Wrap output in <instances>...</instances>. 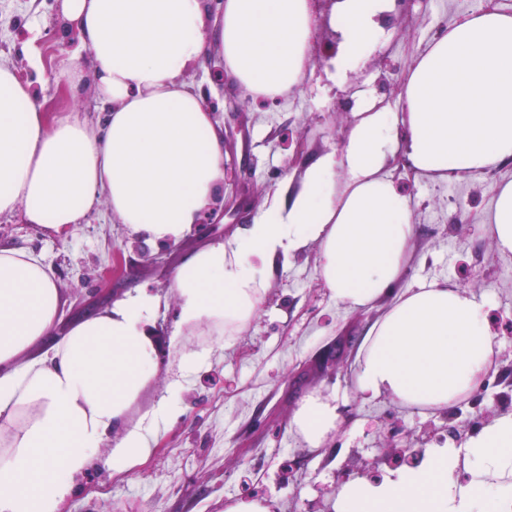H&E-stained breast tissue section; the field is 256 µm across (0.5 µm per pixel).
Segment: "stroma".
I'll list each match as a JSON object with an SVG mask.
<instances>
[{"mask_svg": "<svg viewBox=\"0 0 512 512\" xmlns=\"http://www.w3.org/2000/svg\"><path fill=\"white\" fill-rule=\"evenodd\" d=\"M470 0H407L384 26V45L369 53L336 84L329 65L310 68L299 89L278 102H263L248 90L225 82L217 86L202 60L184 78L210 97L225 129L222 224L213 232H187L169 244V268L146 263L135 251L125 225L99 203L77 230L56 233L26 223L22 212L0 218V248L42 255L53 268L65 302L57 327L65 334L80 306L100 285L116 250L124 252L125 292L144 288L159 299L155 337L166 345L177 320L172 268L190 253L241 231L263 212L274 193H287L302 177L305 160L339 148L354 114L366 103L393 112L403 81L416 57L448 25L464 20ZM53 0H0V62L31 71L39 58L40 98L57 115L74 114L96 135L103 132V106L92 77L68 90L58 73L67 37L52 27ZM306 145L294 159L296 142ZM512 180V162L496 170L489 183L460 180L436 187L414 174L415 233L404 286L455 283L486 302L488 313L512 317V254L500 253L487 225L499 184ZM320 257L308 246L272 271L261 309L234 336H187L210 351L207 361L188 374L167 367L154 378L142 406L164 395L172 381L181 389L173 412L148 460L133 474L105 466L101 447L90 469L74 480L64 512H224L228 497L271 501L273 512H331L344 469H357L378 448L402 445L413 434L423 451L454 447L464 451L475 426L462 416L448 430L444 411L423 414L389 399L367 401L355 391L344 363L323 361L317 353L344 337L364 335L376 310L356 311L331 299L318 277ZM499 352L492 378L476 391L475 402L494 416L512 413L500 399L512 387V330L497 331ZM317 393L335 399L339 428L320 448L309 449L291 428L302 400ZM305 460L306 473L291 475L289 460Z\"/></svg>", "mask_w": 512, "mask_h": 512, "instance_id": "obj_1", "label": "stroma"}]
</instances>
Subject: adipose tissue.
I'll return each mask as SVG.
<instances>
[{
    "label": "adipose tissue",
    "instance_id": "ef3b65f1",
    "mask_svg": "<svg viewBox=\"0 0 512 512\" xmlns=\"http://www.w3.org/2000/svg\"><path fill=\"white\" fill-rule=\"evenodd\" d=\"M386 8L387 0H338L334 78L347 80L380 47ZM61 13L91 58L86 67L68 60L59 77L75 89L92 70L110 107L105 132L93 136L75 116L50 118L32 81L0 63V216L19 211L26 223L71 230L103 199L132 235L177 242L224 186V136L184 72L216 54L255 97H285L311 63L310 0H224L214 20L204 0H62ZM401 98L402 112L356 113L341 148L306 162L295 194L175 269L168 346L179 371L208 357L186 348V335L243 331L265 300L271 262L313 244L337 302L386 304L354 361L365 400L439 410L483 386L499 350L485 302L458 286H399L414 203L388 160L402 149L418 172L442 178L512 161V14L478 12L449 26L418 57ZM491 229L499 251L512 253V181L494 197ZM63 305L40 255L0 248V512H62L108 440L106 466L130 472L180 390L172 382L136 410L160 368L156 296L136 290L59 337ZM340 423L337 405L312 394L291 426L317 448ZM462 466L464 484L455 477ZM334 512H512V415L482 426L464 453L441 449L378 485L346 480Z\"/></svg>",
    "mask_w": 512,
    "mask_h": 512
}]
</instances>
